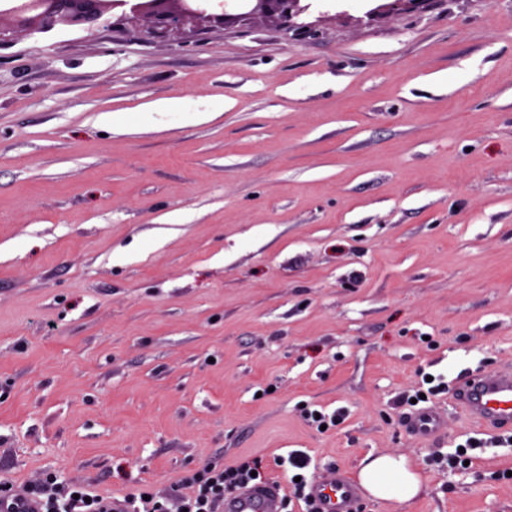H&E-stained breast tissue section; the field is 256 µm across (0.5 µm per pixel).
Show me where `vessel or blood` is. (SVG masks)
Masks as SVG:
<instances>
[{"instance_id": "vessel-or-blood-1", "label": "vessel or blood", "mask_w": 512, "mask_h": 512, "mask_svg": "<svg viewBox=\"0 0 512 512\" xmlns=\"http://www.w3.org/2000/svg\"><path fill=\"white\" fill-rule=\"evenodd\" d=\"M456 400L469 416L485 430L512 431V369L493 374L475 373L454 389ZM442 420L431 410L421 409L408 415L409 433L424 437L441 429ZM360 496L358 487L343 469L330 466L309 487L311 512H351ZM224 512H284L279 487L264 483L246 487L224 500Z\"/></svg>"}]
</instances>
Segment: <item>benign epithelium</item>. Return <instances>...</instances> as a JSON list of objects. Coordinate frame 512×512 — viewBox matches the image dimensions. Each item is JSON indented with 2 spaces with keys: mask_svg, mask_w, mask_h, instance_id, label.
<instances>
[{
  "mask_svg": "<svg viewBox=\"0 0 512 512\" xmlns=\"http://www.w3.org/2000/svg\"><path fill=\"white\" fill-rule=\"evenodd\" d=\"M14 5L0 11L13 20V27L30 33H47L58 25L77 26L109 22L108 14L129 8L133 14L152 19L155 27L168 29L186 18L207 16L202 0H13ZM249 13L277 14L286 23L304 13L303 0H242Z\"/></svg>",
  "mask_w": 512,
  "mask_h": 512,
  "instance_id": "1",
  "label": "benign epithelium"
}]
</instances>
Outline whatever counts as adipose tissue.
Here are the masks:
<instances>
[{"label": "adipose tissue", "instance_id": "adipose-tissue-1", "mask_svg": "<svg viewBox=\"0 0 512 512\" xmlns=\"http://www.w3.org/2000/svg\"><path fill=\"white\" fill-rule=\"evenodd\" d=\"M354 478L375 501L411 503L421 492L423 477L409 459L402 455H366Z\"/></svg>", "mask_w": 512, "mask_h": 512}]
</instances>
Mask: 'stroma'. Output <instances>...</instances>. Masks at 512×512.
Masks as SVG:
<instances>
[{
	"instance_id": "obj_1",
	"label": "stroma",
	"mask_w": 512,
	"mask_h": 512,
	"mask_svg": "<svg viewBox=\"0 0 512 512\" xmlns=\"http://www.w3.org/2000/svg\"><path fill=\"white\" fill-rule=\"evenodd\" d=\"M206 6L0 44V481L187 496L251 456L306 512L279 458L393 453L424 490L359 512H512V442L452 395L512 366V0ZM244 2V6L250 14L267 13L278 14L290 27L291 20L294 17L304 13L309 5H302L305 0H239ZM155 111L166 112L172 114L177 119L185 121L198 120L208 114L207 112H195L192 110L186 99L157 104ZM442 420L429 409H420L408 415L405 427L409 433L424 437L442 428Z\"/></svg>"
}]
</instances>
